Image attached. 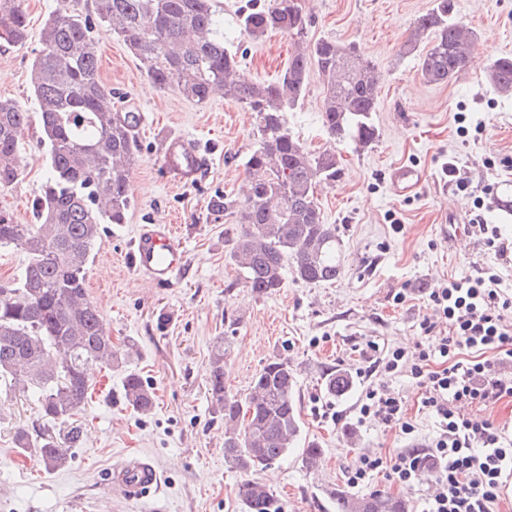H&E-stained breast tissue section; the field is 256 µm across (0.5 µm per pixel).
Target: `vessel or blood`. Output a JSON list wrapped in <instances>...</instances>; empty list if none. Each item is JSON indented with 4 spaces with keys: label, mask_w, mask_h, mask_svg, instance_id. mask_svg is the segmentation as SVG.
Masks as SVG:
<instances>
[{
    "label": "vessel or blood",
    "mask_w": 512,
    "mask_h": 512,
    "mask_svg": "<svg viewBox=\"0 0 512 512\" xmlns=\"http://www.w3.org/2000/svg\"><path fill=\"white\" fill-rule=\"evenodd\" d=\"M131 257L137 271L160 285L170 283L185 263L182 240L166 224L142 225L132 242ZM160 482V474L149 460L132 457L113 466L106 486L120 490L127 498L140 499Z\"/></svg>",
    "instance_id": "1"
}]
</instances>
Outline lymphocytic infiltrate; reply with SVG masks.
<instances>
[{"label":"lymphocytic infiltrate","instance_id":"lymphocytic-infiltrate-1","mask_svg":"<svg viewBox=\"0 0 512 512\" xmlns=\"http://www.w3.org/2000/svg\"><path fill=\"white\" fill-rule=\"evenodd\" d=\"M501 284V275L490 267L430 289L427 302L446 320L448 333L434 335L433 324L422 322L429 339L415 351H383L369 343L365 373L410 372L438 432L429 443H416V426L402 399L368 387L358 399L360 419L398 425L413 444L388 459L378 453L358 456L347 470L350 485H364L382 469L401 488H425L422 512H499L512 476V437L476 410L512 398V326L505 322L512 314V292Z\"/></svg>","mask_w":512,"mask_h":512}]
</instances>
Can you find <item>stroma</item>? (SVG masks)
I'll list each match as a JSON object with an SVG mask.
<instances>
[{"mask_svg":"<svg viewBox=\"0 0 512 512\" xmlns=\"http://www.w3.org/2000/svg\"><path fill=\"white\" fill-rule=\"evenodd\" d=\"M267 0H222L224 44L236 53L244 73L269 82L288 65L291 38L278 32L255 41L244 34L239 15ZM453 15L477 38L475 62L456 80L426 83L416 54L405 52L418 16L433 0H302L311 16L309 40L352 44L373 61L380 89L366 148L334 145L342 164L336 182L318 183L316 197L325 223L336 225L343 267L333 283L310 285L286 273L276 293L256 297L241 283L228 254L240 227L211 214L218 194L240 196L246 180L243 160L258 144L256 119L241 104L221 98L197 104L152 88L121 38L100 43L101 78L116 106L139 112L140 152L131 173L132 204L125 223L107 225L89 269L88 294L97 304L115 345H131L124 366L93 374L92 397L78 412L82 444L66 466L45 471L36 457L19 454L17 429L37 435L46 428L39 404L0 379V512H98L111 500L112 512H243L242 480L224 462V419L208 393L211 347L231 336L224 364L228 393L245 392L271 358H287L296 371V400L302 441L323 450L318 468H307L300 450L259 473L281 512H336L329 489L364 495H401L418 512L419 490H401L378 473L350 487L346 469L364 453L394 455L406 440L398 426L359 422L363 390L386 385L402 398L416 422L417 436H434L433 417L420 407L421 388L407 373L362 375L368 342L381 348L415 350L424 340L423 319L432 317L426 293L439 283L461 279L498 264L471 234L469 225L484 193L496 195L486 209L489 223L512 236V94L486 80L495 58L512 55V0H451ZM65 0H27L26 46L0 45V98L37 105L31 96L32 49L38 48L45 19L65 9ZM324 84L310 67L299 105L287 112L289 131L314 153L328 143L321 121ZM466 113L458 125V113ZM38 125L26 127L23 178L0 189V210L30 224L31 203L47 176ZM194 145L208 166L195 182L175 181L163 158L168 141ZM453 161L471 187L460 192L445 183L441 166ZM413 179L396 182L399 171ZM404 226L394 232L393 223ZM170 224L184 240L187 265L173 284L161 286L132 271L126 262L140 225ZM406 293L396 303L397 293ZM344 371L354 386L341 397L327 395V373ZM139 373L156 399L146 415L121 397L127 373ZM147 457L161 474L156 492L143 500L108 496L104 474L130 454Z\"/></svg>","mask_w":512,"mask_h":512,"instance_id":"stroma-1","label":"stroma"}]
</instances>
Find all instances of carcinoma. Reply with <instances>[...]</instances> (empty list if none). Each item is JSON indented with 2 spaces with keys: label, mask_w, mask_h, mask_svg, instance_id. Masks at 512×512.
<instances>
[{
  "label": "carcinoma",
  "mask_w": 512,
  "mask_h": 512,
  "mask_svg": "<svg viewBox=\"0 0 512 512\" xmlns=\"http://www.w3.org/2000/svg\"><path fill=\"white\" fill-rule=\"evenodd\" d=\"M450 9L449 0H434L406 41L430 84L452 81L476 48L474 33ZM239 22L255 40L273 30L292 37L291 58L276 80L256 82L241 71L237 55L224 46L218 0H93L90 12H55L45 20L30 70L37 111L0 98V188L23 175L20 131L35 119L48 163V177L32 201L35 223L18 224L0 210V249L26 256L19 277L0 282V378L36 396L42 416L58 429L34 439L23 430L16 434L19 452L34 450L48 471L63 467L82 442L74 416L87 400L89 368L125 361L86 288L103 225L126 222L130 173L139 154L133 113L112 105V88L100 77L101 36L121 38L158 89L197 104L222 96L255 113L259 143L244 167L260 177L247 180L240 199L218 195L210 203L212 214L231 215L243 226L229 258L244 287L258 297L271 295L283 287L290 267L312 285L341 276L338 230L323 223L315 196L316 183L341 174L336 152L308 151L288 131L285 113L305 96L314 62L324 80L323 127L335 140L367 147L376 138L375 65L351 45L308 41L301 0H268ZM27 40L24 0H0V43L22 47ZM488 81L512 90V56L492 63ZM229 353L226 337L218 338L208 376L212 403L224 417V461L245 476L238 488L244 512H281L254 474L285 459L298 443L296 372L288 359L275 357L253 376L247 392L230 395L224 386ZM352 386L345 372L324 377L332 396ZM122 394L137 413L154 407L153 392L137 373L125 375ZM322 454L311 441L302 460L313 468ZM329 495L336 512H410L406 499L391 494L333 489Z\"/></svg>",
  "instance_id": "carcinoma-1"
}]
</instances>
